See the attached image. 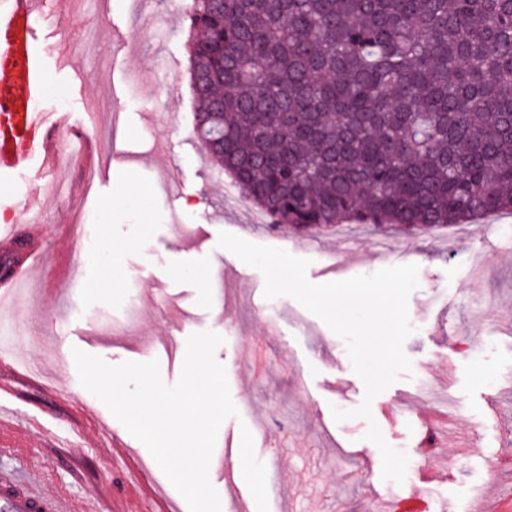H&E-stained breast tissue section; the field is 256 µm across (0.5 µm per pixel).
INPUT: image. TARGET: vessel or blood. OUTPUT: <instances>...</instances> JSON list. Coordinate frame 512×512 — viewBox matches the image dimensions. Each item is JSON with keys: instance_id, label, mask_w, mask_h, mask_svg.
I'll list each match as a JSON object with an SVG mask.
<instances>
[{"instance_id": "1", "label": "vessel or blood", "mask_w": 512, "mask_h": 512, "mask_svg": "<svg viewBox=\"0 0 512 512\" xmlns=\"http://www.w3.org/2000/svg\"><path fill=\"white\" fill-rule=\"evenodd\" d=\"M55 0H0V180L37 167H55L57 142L48 113L38 110L51 70L67 68L64 57L52 56L41 44L40 28L57 24ZM250 455L238 452L235 470L225 480L240 512H284L283 494L271 487L254 500L248 472ZM0 512H65L62 501L36 494L28 482L0 469Z\"/></svg>"}]
</instances>
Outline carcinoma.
Wrapping results in <instances>:
<instances>
[{
  "mask_svg": "<svg viewBox=\"0 0 512 512\" xmlns=\"http://www.w3.org/2000/svg\"><path fill=\"white\" fill-rule=\"evenodd\" d=\"M195 128L242 197L309 233L512 213V0H194Z\"/></svg>",
  "mask_w": 512,
  "mask_h": 512,
  "instance_id": "carcinoma-1",
  "label": "carcinoma"
}]
</instances>
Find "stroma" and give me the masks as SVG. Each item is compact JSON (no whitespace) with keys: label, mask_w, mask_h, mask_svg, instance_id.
I'll return each mask as SVG.
<instances>
[{"label":"stroma","mask_w":512,"mask_h":512,"mask_svg":"<svg viewBox=\"0 0 512 512\" xmlns=\"http://www.w3.org/2000/svg\"><path fill=\"white\" fill-rule=\"evenodd\" d=\"M67 21L47 41L51 54H79L74 78L55 79L41 108L65 113L54 136L59 160L49 180L61 186L48 199L43 223L18 221L29 175L0 185V223L31 247L58 255L55 269L33 275L11 315L19 332L14 358L48 373L52 388L0 367V381L19 398L0 400V466L30 481L35 492L59 497L77 512H153L159 466L141 472L148 449L80 383L72 348L116 365L158 360L166 385L182 371L186 339L220 334L215 351L237 409L221 425L233 448H251L261 487L283 484L288 512H367L379 491L409 496L425 489L415 512H471L477 496L512 494V470L483 477L488 461L512 449V213L416 233L395 226L341 224L334 233L301 236L288 225L257 224L247 204H224L223 168L194 133L196 99L190 84V19L177 0H150L148 30L127 53H112L113 25L133 26L124 7L100 17L95 0H67ZM119 113L122 138L106 148L93 187L74 199L63 188L82 181L71 160L67 128L91 135ZM178 179L168 183L169 170ZM96 212L85 225L79 211ZM227 231L255 244L309 259L311 283L345 280L399 265L418 267L408 300L414 329L404 343L412 371L371 403V419L335 421L365 387L344 339L289 296L268 300L264 277L219 247ZM124 275L109 293H72L68 267L85 263L87 241ZM485 281L473 287L475 263ZM175 335L171 351L163 339ZM377 424L385 441L407 454L403 483L368 485L364 460L381 465L366 440ZM123 447H114L113 435Z\"/></svg>","instance_id":"35a3bbf8"}]
</instances>
